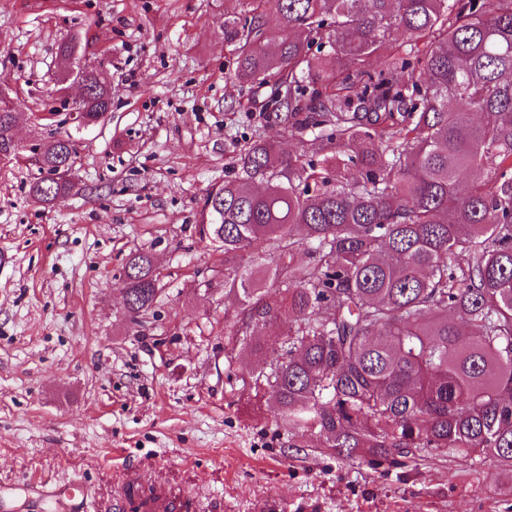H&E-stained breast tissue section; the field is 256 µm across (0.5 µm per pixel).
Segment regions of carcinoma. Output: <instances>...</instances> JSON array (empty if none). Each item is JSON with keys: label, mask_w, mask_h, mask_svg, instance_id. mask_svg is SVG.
I'll return each mask as SVG.
<instances>
[{"label": "carcinoma", "mask_w": 512, "mask_h": 512, "mask_svg": "<svg viewBox=\"0 0 512 512\" xmlns=\"http://www.w3.org/2000/svg\"><path fill=\"white\" fill-rule=\"evenodd\" d=\"M236 2L233 78L270 88L288 131L317 130L290 152L257 137L206 199L201 239L247 315L230 336L277 354L254 397L340 458L456 448L512 467V0ZM110 105L91 80L79 108ZM15 123L0 114L9 159ZM39 148L30 193L50 204L72 191L75 148ZM468 170L486 177L463 187ZM251 251L260 273L238 263ZM120 279L139 321L152 257ZM282 317L279 336L250 332Z\"/></svg>", "instance_id": "carcinoma-1"}]
</instances>
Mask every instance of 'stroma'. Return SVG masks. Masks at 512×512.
<instances>
[{
  "label": "stroma",
  "mask_w": 512,
  "mask_h": 512,
  "mask_svg": "<svg viewBox=\"0 0 512 512\" xmlns=\"http://www.w3.org/2000/svg\"><path fill=\"white\" fill-rule=\"evenodd\" d=\"M227 0H0V82L30 145L75 132L58 44L82 38L112 116L76 134V192L44 205L25 162H0V484L80 483L78 512L155 500L168 512H512V469L456 449L394 464L342 459L243 381L272 354L229 338L224 254L198 225L255 135L296 148L266 92L231 80ZM160 278L143 324L123 305L133 251Z\"/></svg>",
  "instance_id": "1"
}]
</instances>
